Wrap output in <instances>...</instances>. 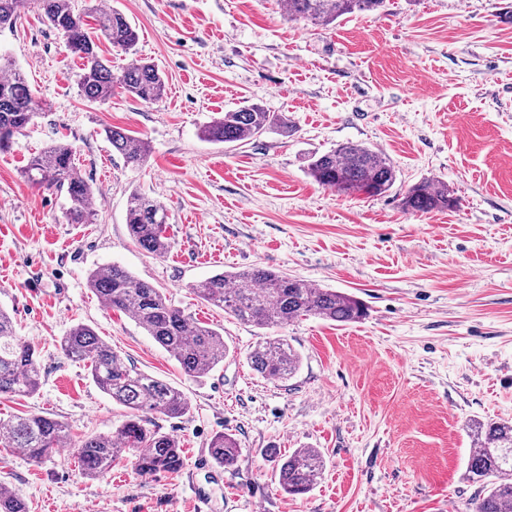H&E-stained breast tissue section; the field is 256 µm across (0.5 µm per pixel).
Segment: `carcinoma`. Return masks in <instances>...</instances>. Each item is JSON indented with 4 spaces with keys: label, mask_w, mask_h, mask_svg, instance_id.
<instances>
[{
    "label": "carcinoma",
    "mask_w": 512,
    "mask_h": 512,
    "mask_svg": "<svg viewBox=\"0 0 512 512\" xmlns=\"http://www.w3.org/2000/svg\"><path fill=\"white\" fill-rule=\"evenodd\" d=\"M385 0H288V17L313 25H330L355 12H375ZM30 0H0V28L15 25ZM47 23L58 31L67 49L81 60L78 88L88 102L100 103L112 96L118 86L131 96L153 103L162 98L165 81L159 68L134 57L112 73V60L100 53L97 40L131 54L138 41L136 29L118 10L96 12L98 34L86 28L83 14L75 11L72 0H37ZM0 151L10 147L37 117L39 102L26 76L14 61L0 55ZM274 128L286 129V118L258 104L230 110L204 126L202 134L213 143L243 144ZM112 151L126 164L141 165L149 145L128 131L112 127L105 131ZM308 175L323 187L340 194L364 193L381 196L394 185L396 170L385 154L368 146L345 143L313 156ZM28 182L63 195L68 203L65 217L69 224H92L93 188L80 174L70 143L57 140L34 154L25 171ZM404 209L412 212L448 210L456 206L448 183L428 179L409 187ZM166 213L155 199L137 191L130 194L126 219L128 232L143 250L164 255L170 242L164 235ZM89 286L113 310L131 315L193 378L212 371L228 351L222 333L207 324L190 321L173 306L160 289L135 278L112 264L92 272ZM195 296L224 308L237 319L259 328L286 326L314 316L336 323H356L366 316L364 304L356 297L332 288H316L282 272L253 267L243 271L216 273L191 287ZM70 358L87 366L93 381L130 411L129 419L112 434L88 436L77 444V458L83 473L99 477L112 463L126 457L142 477L178 473L184 456L174 436L145 428L142 413H160L179 418L190 411L187 398L176 388L127 366L112 347L87 325L73 326L61 340ZM252 369L261 377L285 380L297 370L300 357L280 336H269L249 352ZM40 386V369L34 349L17 335L8 311L0 309V394L29 396ZM471 451L465 479L480 486L473 512H512V420L476 421L471 424ZM70 441L67 427L59 420L39 414L17 417L0 423V444L18 448L39 462L56 448ZM215 464L231 467L237 462L238 448L228 435L215 437L210 444ZM275 473L281 491L288 495L308 493L320 477L324 460L315 448H299L274 456Z\"/></svg>",
    "instance_id": "cac0c4a2"
}]
</instances>
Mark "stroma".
I'll return each instance as SVG.
<instances>
[{
  "mask_svg": "<svg viewBox=\"0 0 512 512\" xmlns=\"http://www.w3.org/2000/svg\"><path fill=\"white\" fill-rule=\"evenodd\" d=\"M138 32L163 97L121 89L101 103L77 89L80 61L37 8L0 29V54L47 108L0 152V307L37 350L42 382L0 395V421L37 413L63 421L68 444L41 462L0 447V488L27 512H473L465 480L472 419H512V0H386L328 26L289 19L284 0H100ZM284 114L289 130L246 143L200 135L242 102ZM120 127L147 141L138 168L105 137ZM67 140L94 189L96 220L67 223L66 201L23 170ZM384 153L397 172L383 195L316 183L308 160L343 143ZM426 179L447 182L454 209L410 213L402 200ZM167 211L164 256L141 250L125 224L132 191ZM117 263L160 288L229 352L201 378L88 286ZM260 266L362 300L365 319L305 317L263 330L204 302L193 284ZM90 326L119 358L178 388L191 409L148 415L177 438L176 474L145 479L128 461L85 476L73 444L116 431L112 402L60 341ZM285 336L301 362L268 380L248 354ZM239 444L233 467L199 464L215 436ZM318 449L313 489L277 485L271 452Z\"/></svg>",
  "mask_w": 512,
  "mask_h": 512,
  "instance_id": "35a3bbf8",
  "label": "stroma"
}]
</instances>
